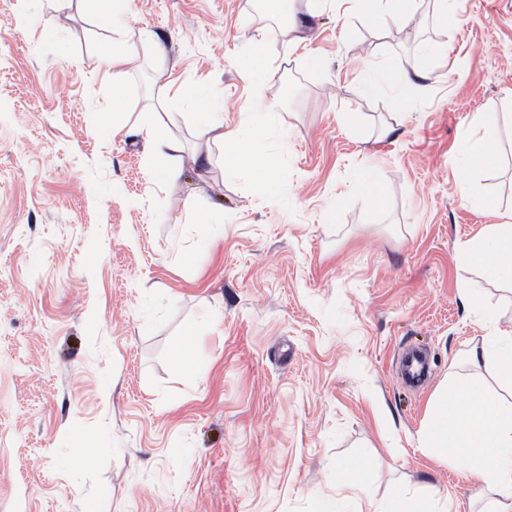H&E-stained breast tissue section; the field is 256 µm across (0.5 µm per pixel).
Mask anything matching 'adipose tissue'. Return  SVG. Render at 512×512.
I'll list each match as a JSON object with an SVG mask.
<instances>
[{
	"instance_id": "1",
	"label": "adipose tissue",
	"mask_w": 512,
	"mask_h": 512,
	"mask_svg": "<svg viewBox=\"0 0 512 512\" xmlns=\"http://www.w3.org/2000/svg\"><path fill=\"white\" fill-rule=\"evenodd\" d=\"M346 2L350 11L381 21L391 18L408 25L416 19V0ZM193 121L210 143L224 146L223 116L207 112L194 116ZM279 128L280 107L272 101L253 113L251 128L236 132L232 148L224 146L225 170L235 171L244 161L260 160L268 137ZM141 132L160 159L153 179L158 185H167L172 179L168 161L181 152V143L158 125H143ZM461 252L465 258L482 260L489 278L512 284V216L503 223L486 225L478 238L463 244ZM464 359L473 367V374L450 377L437 388L417 433L418 447L442 462L451 456L465 460L469 477L486 483L493 494L486 512H512V335L492 337L483 346L469 350ZM490 376L501 385V392L488 387L486 379ZM368 512H447V507L430 490L412 494L396 486L388 503Z\"/></svg>"
}]
</instances>
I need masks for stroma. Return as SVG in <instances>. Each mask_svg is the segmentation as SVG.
<instances>
[{
	"instance_id": "obj_1",
	"label": "stroma",
	"mask_w": 512,
	"mask_h": 512,
	"mask_svg": "<svg viewBox=\"0 0 512 512\" xmlns=\"http://www.w3.org/2000/svg\"><path fill=\"white\" fill-rule=\"evenodd\" d=\"M294 9L288 37L253 0H0V512H314L340 463L368 483L349 512L394 483L483 512L417 432L465 351L512 331V288L460 253L512 211V0H458L454 24L418 0L416 27ZM105 45L135 54L120 82ZM425 46L430 93L401 104ZM200 87L228 132L280 101L263 162L223 170L187 118ZM489 113L497 159L467 168ZM149 122L183 145L169 194Z\"/></svg>"
}]
</instances>
